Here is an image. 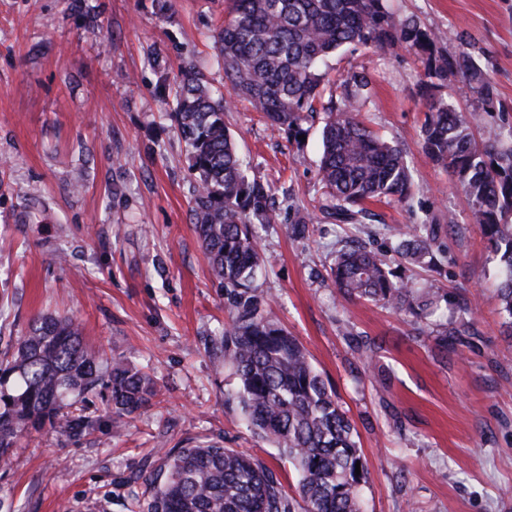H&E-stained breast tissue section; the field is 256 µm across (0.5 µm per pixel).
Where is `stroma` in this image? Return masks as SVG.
<instances>
[{
  "mask_svg": "<svg viewBox=\"0 0 512 512\" xmlns=\"http://www.w3.org/2000/svg\"><path fill=\"white\" fill-rule=\"evenodd\" d=\"M389 3L418 15L448 52L471 51L499 91L492 122L512 125V0ZM227 7L0 0V352L39 315L68 316L87 343L161 386L151 407L103 418L78 441L25 435L0 465V512H128L163 451L198 441L247 452L297 484L225 401L236 380L211 352L224 293L192 224L196 176L173 105L159 94L189 62L228 90L212 38ZM328 65L335 80L368 76L363 118L404 149L412 200L372 201L370 223H334L318 209L320 122L299 145L238 104L226 124L248 175L274 184L279 214L256 228L271 258L256 281L261 309L305 347L354 426L368 471L362 512H512V339L498 260L464 194L422 151L424 64L404 49L360 48ZM304 219L306 235L292 236ZM429 221L439 264L403 266L402 278L418 292L445 290L434 315L342 299L329 278L339 250L361 243L393 266L400 228ZM462 319L474 335L437 346Z\"/></svg>",
  "mask_w": 512,
  "mask_h": 512,
  "instance_id": "obj_1",
  "label": "stroma"
}]
</instances>
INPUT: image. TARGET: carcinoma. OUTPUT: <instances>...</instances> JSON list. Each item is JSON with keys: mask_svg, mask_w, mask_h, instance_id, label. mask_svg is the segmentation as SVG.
<instances>
[{"mask_svg": "<svg viewBox=\"0 0 512 512\" xmlns=\"http://www.w3.org/2000/svg\"><path fill=\"white\" fill-rule=\"evenodd\" d=\"M214 38L228 94L213 91L190 65L175 90L172 118L197 177L194 228L224 285L227 321L218 361L237 379V390L225 400L239 407L257 437L277 445L299 482L292 496L273 470L244 452L219 445L181 448L166 455L164 480L147 483L148 512H361L367 469L351 421L298 340L261 311L254 282L264 256L253 225L274 224L278 214L270 186L249 178L224 113L244 99L271 128L295 138L306 134L309 116L322 113V211L338 224H363L370 219L365 202L411 197L412 169L398 144L359 120L369 103L366 75L352 72L336 83L321 65L344 46L401 47L421 57L422 150L455 179L498 258V298L509 336L512 127L484 122L499 106L487 69L464 49L445 53L433 29L393 11L387 0H229ZM451 81L469 91L477 103L473 114L455 111L434 94ZM434 246L435 237L415 224L394 252L408 265L433 267ZM330 277L351 302L383 303L414 315L445 299L439 288L416 293L394 281L386 262L362 244L340 253ZM159 392L151 373L85 345L73 319L41 315L0 358V461H8L33 430L47 428L63 442L93 433L99 416L88 406L92 397L123 418L145 409Z\"/></svg>", "mask_w": 512, "mask_h": 512, "instance_id": "carcinoma-1", "label": "carcinoma"}]
</instances>
